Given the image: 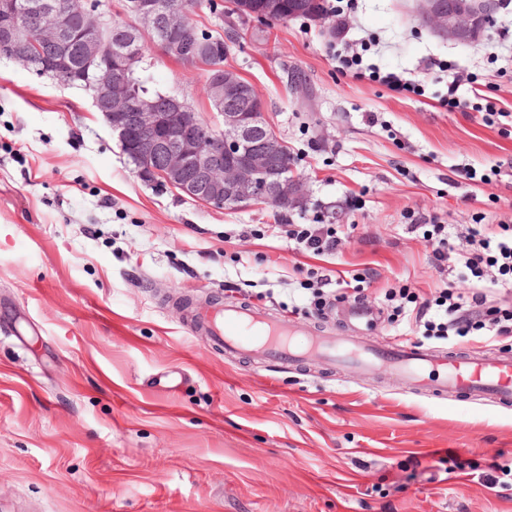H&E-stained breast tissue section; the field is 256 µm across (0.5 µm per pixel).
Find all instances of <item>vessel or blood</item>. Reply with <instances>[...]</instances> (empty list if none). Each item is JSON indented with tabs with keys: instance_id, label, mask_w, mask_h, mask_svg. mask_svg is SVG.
Listing matches in <instances>:
<instances>
[{
	"instance_id": "obj_1",
	"label": "vessel or blood",
	"mask_w": 512,
	"mask_h": 512,
	"mask_svg": "<svg viewBox=\"0 0 512 512\" xmlns=\"http://www.w3.org/2000/svg\"><path fill=\"white\" fill-rule=\"evenodd\" d=\"M188 321L195 334L210 337L228 354L256 353L276 363L292 364L312 352L325 355L332 364H383L395 378L420 388L431 387L437 397L478 393L502 404L512 403V358H488L476 352L447 357L407 340L382 350L301 330L288 321L237 304L201 308L189 315Z\"/></svg>"
}]
</instances>
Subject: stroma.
<instances>
[{
	"instance_id": "35a3bbf8",
	"label": "stroma",
	"mask_w": 512,
	"mask_h": 512,
	"mask_svg": "<svg viewBox=\"0 0 512 512\" xmlns=\"http://www.w3.org/2000/svg\"><path fill=\"white\" fill-rule=\"evenodd\" d=\"M328 5L325 27L251 22L224 58L308 185L284 214L143 180L85 92L0 59V512H512V486L489 491L448 462L489 476L512 460V406L434 399L383 365L230 360L182 325L186 304L238 300L385 347L418 339L393 310L408 293L512 306L496 269L479 280L438 264L421 230L447 225L458 252L471 229L512 225V135L484 126L475 95L512 113V0L469 44L424 26L416 0ZM353 50L362 67L341 70ZM146 62L221 125L203 66L153 44ZM296 69L306 90L290 85ZM468 170L491 180L465 185ZM316 218L336 230L335 255L289 245L284 224ZM322 275L318 310L307 288ZM352 275L372 322L349 318L336 281Z\"/></svg>"
}]
</instances>
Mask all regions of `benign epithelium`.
Masks as SVG:
<instances>
[{
    "mask_svg": "<svg viewBox=\"0 0 512 512\" xmlns=\"http://www.w3.org/2000/svg\"><path fill=\"white\" fill-rule=\"evenodd\" d=\"M137 31L178 30L182 13L159 0H129ZM495 0H420L422 24L443 38L467 44L481 38L495 21ZM112 18L95 0H0V33L15 44L11 59L40 75L61 70L36 56L34 47L81 43L87 63H95L85 89L136 163L139 176L157 180L182 196L213 208L239 210L301 201L306 186L283 165V138L265 116V103L227 70L211 77V98L223 127L218 129L195 111L185 97L170 95L157 108L120 92L141 60L136 39L119 51L105 45L103 31ZM198 47L169 39L164 54L190 57ZM135 125H129V118Z\"/></svg>",
    "mask_w": 512,
    "mask_h": 512,
    "instance_id": "obj_1",
    "label": "benign epithelium"
}]
</instances>
